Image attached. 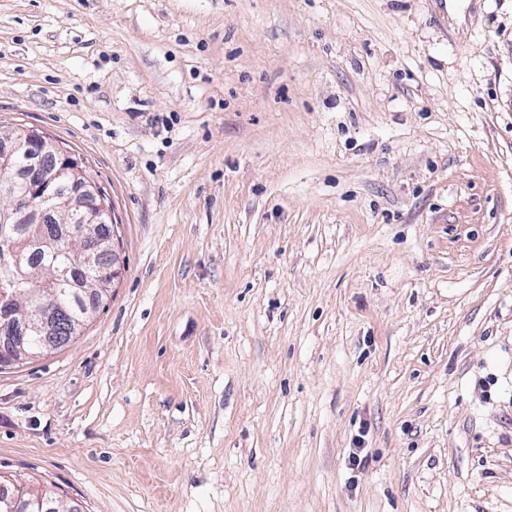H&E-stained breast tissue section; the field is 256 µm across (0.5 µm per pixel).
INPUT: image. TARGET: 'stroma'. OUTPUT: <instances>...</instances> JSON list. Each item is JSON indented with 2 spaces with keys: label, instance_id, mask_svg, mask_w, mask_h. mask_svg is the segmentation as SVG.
<instances>
[{
  "label": "stroma",
  "instance_id": "35a3bbf8",
  "mask_svg": "<svg viewBox=\"0 0 512 512\" xmlns=\"http://www.w3.org/2000/svg\"><path fill=\"white\" fill-rule=\"evenodd\" d=\"M24 126L125 262L0 371L1 476L78 512H512V0H0Z\"/></svg>",
  "mask_w": 512,
  "mask_h": 512
}]
</instances>
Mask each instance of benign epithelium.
Masks as SVG:
<instances>
[{
	"mask_svg": "<svg viewBox=\"0 0 512 512\" xmlns=\"http://www.w3.org/2000/svg\"><path fill=\"white\" fill-rule=\"evenodd\" d=\"M20 160L26 162L28 172L24 181H0V199H8V205L0 209V249L16 262L22 248L50 247L60 241L68 247L76 245L78 263L57 267L54 274L83 288L87 282L79 273L99 267L103 253L102 241L90 237V231L96 224H110L112 267L103 278L118 280L124 266L120 224L115 221L108 195L86 173L83 159L43 131L20 128L0 137V171L13 169ZM59 214L76 215L79 222L57 237L44 233L19 238L12 234L13 225L21 220L43 224ZM48 308L44 302L41 310L31 313L14 304L0 312V370L19 367L46 349L43 338L55 330Z\"/></svg>",
	"mask_w": 512,
	"mask_h": 512,
	"instance_id": "benign-epithelium-1",
	"label": "benign epithelium"
}]
</instances>
